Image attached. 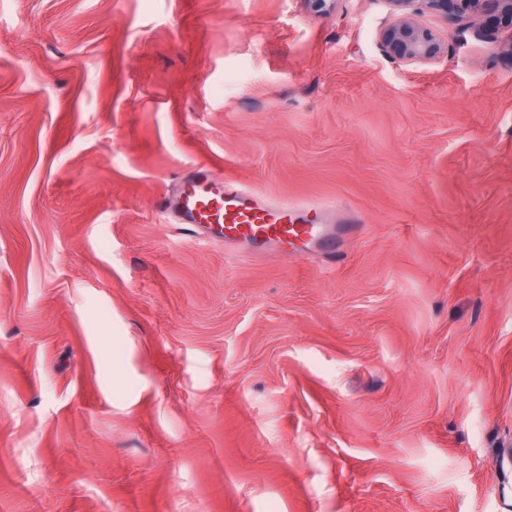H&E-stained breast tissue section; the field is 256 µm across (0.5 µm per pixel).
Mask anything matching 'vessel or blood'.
<instances>
[{"label":"vessel or blood","instance_id":"b4317fda","mask_svg":"<svg viewBox=\"0 0 512 512\" xmlns=\"http://www.w3.org/2000/svg\"><path fill=\"white\" fill-rule=\"evenodd\" d=\"M189 231L202 232L215 244H244L253 253L273 249L318 252L332 261L342 239L355 224H336L332 207L309 201H273L253 189L216 176L200 166L176 187L172 198L160 200Z\"/></svg>","mask_w":512,"mask_h":512}]
</instances>
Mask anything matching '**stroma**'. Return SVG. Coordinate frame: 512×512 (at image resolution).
Instances as JSON below:
<instances>
[{"instance_id":"stroma-1","label":"stroma","mask_w":512,"mask_h":512,"mask_svg":"<svg viewBox=\"0 0 512 512\" xmlns=\"http://www.w3.org/2000/svg\"><path fill=\"white\" fill-rule=\"evenodd\" d=\"M386 0H0V512H512V57ZM361 230L181 229L197 166ZM393 20L378 33V47L393 62L432 63L448 52L443 38L423 25L425 15L448 17V12L466 19L478 36H487V26L506 28L509 35L498 42L501 52L512 56V0H386Z\"/></svg>"}]
</instances>
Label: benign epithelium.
<instances>
[{
    "label": "benign epithelium",
    "mask_w": 512,
    "mask_h": 512,
    "mask_svg": "<svg viewBox=\"0 0 512 512\" xmlns=\"http://www.w3.org/2000/svg\"><path fill=\"white\" fill-rule=\"evenodd\" d=\"M393 20L378 33V47L384 56L403 64L432 63L448 52L443 38L421 23L425 15L453 14L469 21L479 36L488 35L487 26L506 28L509 35L498 49L512 56V0H385Z\"/></svg>",
    "instance_id": "benign-epithelium-1"
}]
</instances>
